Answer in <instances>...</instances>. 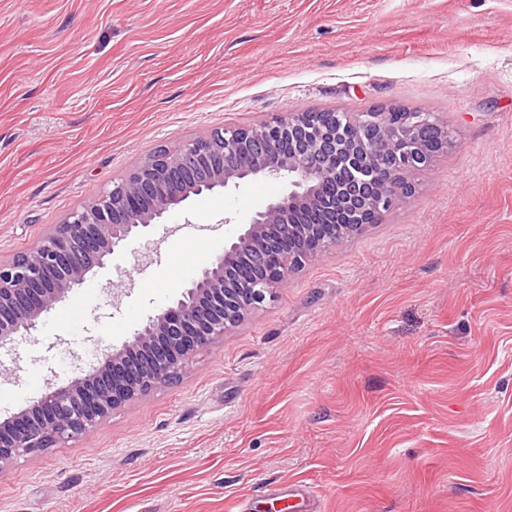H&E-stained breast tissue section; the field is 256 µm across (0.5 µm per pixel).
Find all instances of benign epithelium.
<instances>
[{"instance_id": "1", "label": "benign epithelium", "mask_w": 512, "mask_h": 512, "mask_svg": "<svg viewBox=\"0 0 512 512\" xmlns=\"http://www.w3.org/2000/svg\"><path fill=\"white\" fill-rule=\"evenodd\" d=\"M431 113L399 108L301 111L226 125L160 149L123 180L72 211L29 252L0 259V349L30 335L114 251L193 195L254 178H286L288 191L256 212L181 298L159 310L119 349L0 422V473L17 459L94 428L113 410L177 377L193 356L273 300L290 272L359 236L368 216L412 192L404 174L433 160L422 138L453 135ZM288 143V152L282 144ZM317 210L323 224H293Z\"/></svg>"}]
</instances>
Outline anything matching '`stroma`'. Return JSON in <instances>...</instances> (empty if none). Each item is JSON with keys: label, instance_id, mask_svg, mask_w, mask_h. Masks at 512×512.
Segmentation results:
<instances>
[{"label": "stroma", "instance_id": "1", "mask_svg": "<svg viewBox=\"0 0 512 512\" xmlns=\"http://www.w3.org/2000/svg\"><path fill=\"white\" fill-rule=\"evenodd\" d=\"M435 113L456 144L360 236L0 512H512V0H0V259L158 147L303 110ZM283 191L190 197L0 354V420L121 347Z\"/></svg>", "mask_w": 512, "mask_h": 512}]
</instances>
